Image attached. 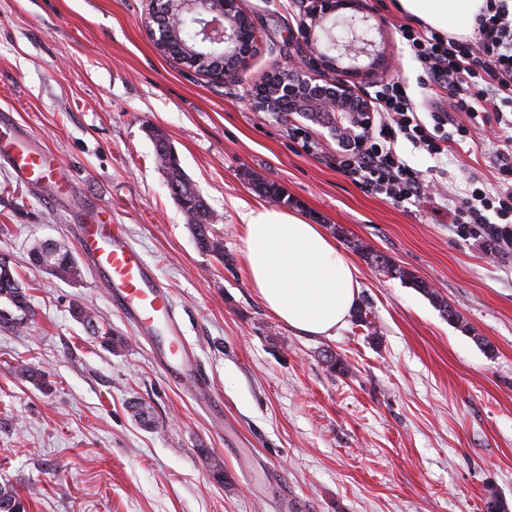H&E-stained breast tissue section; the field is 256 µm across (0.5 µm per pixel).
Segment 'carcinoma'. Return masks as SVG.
Returning a JSON list of instances; mask_svg holds the SVG:
<instances>
[{
    "instance_id": "carcinoma-1",
    "label": "carcinoma",
    "mask_w": 512,
    "mask_h": 512,
    "mask_svg": "<svg viewBox=\"0 0 512 512\" xmlns=\"http://www.w3.org/2000/svg\"><path fill=\"white\" fill-rule=\"evenodd\" d=\"M190 23L189 18L182 19L181 25L174 33L175 49L171 50L169 55L183 62L193 54L201 56L203 60L195 66V70L201 71L217 81L224 82L232 78L231 74L224 71V58L220 53L212 49L198 47ZM158 159L174 199L189 219V229L197 248L202 252L214 255L221 261L224 260V247L214 235L213 218L206 200L186 176L178 160H168L162 155L158 156ZM361 251L370 264L410 282L413 287L439 302L444 307V311L448 313V319L453 321L459 319L457 313L448 308V304L440 300L439 296L418 277L395 267L386 256L380 253H374L366 247L361 248ZM51 275L64 282H71L79 275V265L75 255L64 246L57 247L54 271L51 272ZM0 301L4 302V306H0L1 327H17L31 313L27 289L11 266L9 259L2 255L0 256ZM74 313L76 318L81 320L93 334L103 340V344L110 348L121 345L122 339L112 336V332L99 330L97 321L88 308L77 304ZM0 512H26L24 501L15 488L9 484L0 485Z\"/></svg>"
}]
</instances>
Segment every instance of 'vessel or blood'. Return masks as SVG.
<instances>
[{"label":"vessel or blood","mask_w":512,"mask_h":512,"mask_svg":"<svg viewBox=\"0 0 512 512\" xmlns=\"http://www.w3.org/2000/svg\"><path fill=\"white\" fill-rule=\"evenodd\" d=\"M0 159L20 172L27 182H50L61 196L71 191L59 157L51 151L31 150L21 137H12L10 144H0ZM72 230L85 258L102 278L113 306L146 334L162 332L156 354L168 376L179 383H193L202 401H215L210 387L191 376L192 348L181 332L169 291L157 284L142 252L115 229L102 209L94 210L86 221L73 225Z\"/></svg>","instance_id":"1"}]
</instances>
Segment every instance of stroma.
Returning a JSON list of instances; mask_svg holds the SVG:
<instances>
[{"instance_id": "stroma-1", "label": "stroma", "mask_w": 512, "mask_h": 512, "mask_svg": "<svg viewBox=\"0 0 512 512\" xmlns=\"http://www.w3.org/2000/svg\"><path fill=\"white\" fill-rule=\"evenodd\" d=\"M395 3L359 4L378 57L359 58L355 91L398 78L418 112L451 111L447 89L424 85ZM239 5L256 40L220 85L157 49L143 25L151 0H0V121L56 153L74 182L59 197L0 163V255L32 308L23 326L0 327V483L28 512H487L492 491L512 512V252L486 257L448 213L469 179L496 184L497 134L436 157L399 140L407 163L441 185L437 201L364 193L339 169L344 153L326 128L250 100L266 74L309 58L306 0ZM153 128L207 201L224 259L197 249ZM258 181L276 183L288 211L351 256L368 325L299 336L268 312L239 255V214L262 204ZM97 204L170 291L221 418L163 371L87 261L73 282L31 266L36 243L77 250L70 226ZM359 242L426 281L466 328L368 264ZM76 303L124 346L75 320ZM21 364L42 370L44 385L16 376ZM136 400L156 429L133 416ZM203 448L222 461L223 482Z\"/></svg>"}]
</instances>
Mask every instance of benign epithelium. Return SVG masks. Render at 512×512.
Here are the masks:
<instances>
[{"mask_svg":"<svg viewBox=\"0 0 512 512\" xmlns=\"http://www.w3.org/2000/svg\"><path fill=\"white\" fill-rule=\"evenodd\" d=\"M359 0H310L300 31L311 54L336 76L315 82L305 63L288 70L289 79L277 85L273 94L265 93L270 77L260 82L252 95L256 108L265 112L287 111L321 123L343 148L359 146L371 130L372 110L358 97L351 78L359 67V57L371 55L373 40L363 27L366 19L353 14ZM238 0H180V11L194 14L199 21L197 42L224 49L232 70L251 53L255 39L251 20L242 27L223 24L224 12Z\"/></svg>","mask_w":512,"mask_h":512,"instance_id":"obj_1","label":"benign epithelium"}]
</instances>
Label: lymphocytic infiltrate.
Listing matches in <instances>:
<instances>
[{
    "label": "lymphocytic infiltrate",
    "mask_w": 512,
    "mask_h": 512,
    "mask_svg": "<svg viewBox=\"0 0 512 512\" xmlns=\"http://www.w3.org/2000/svg\"><path fill=\"white\" fill-rule=\"evenodd\" d=\"M401 36L429 87L451 89L459 118L449 122L444 112L420 117L403 84L389 80L375 93L378 124L343 160L344 175L369 194L411 204L430 200L429 181L397 152V140L440 155L449 141L473 142L475 130L495 124L510 148L501 160L500 179L492 187L469 181L452 221L480 241L486 255L512 250V8L507 0H486L469 40L410 26L402 27Z\"/></svg>",
    "instance_id": "obj_1"
}]
</instances>
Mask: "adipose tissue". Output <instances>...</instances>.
Segmentation results:
<instances>
[{
    "label": "adipose tissue",
    "instance_id": "ef3b65f1",
    "mask_svg": "<svg viewBox=\"0 0 512 512\" xmlns=\"http://www.w3.org/2000/svg\"><path fill=\"white\" fill-rule=\"evenodd\" d=\"M486 0H398L402 14L440 34H470ZM240 253L266 308L290 330L328 336L345 325L359 293L356 268L322 226L295 213L241 212Z\"/></svg>",
    "mask_w": 512,
    "mask_h": 512
}]
</instances>
